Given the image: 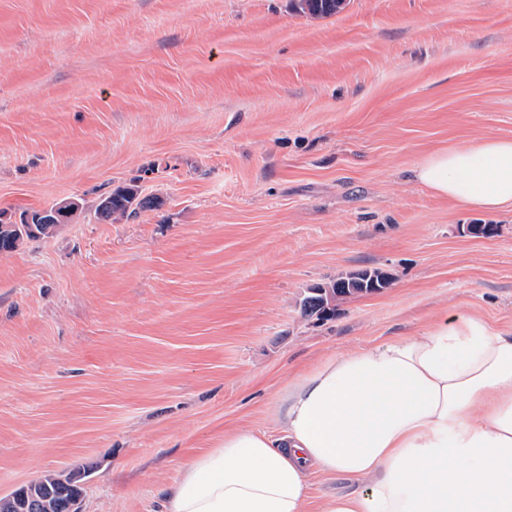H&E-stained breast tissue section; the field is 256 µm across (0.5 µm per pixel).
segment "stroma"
<instances>
[{"label": "stroma", "instance_id": "stroma-1", "mask_svg": "<svg viewBox=\"0 0 512 512\" xmlns=\"http://www.w3.org/2000/svg\"><path fill=\"white\" fill-rule=\"evenodd\" d=\"M487 136L512 138V0H0V210L81 204L0 252V497L81 471L82 512H162L322 357L512 326V208L412 176ZM132 184L147 207L101 220ZM365 268L389 286L304 315ZM293 9L315 17L331 16L343 9L345 0H293Z\"/></svg>", "mask_w": 512, "mask_h": 512}]
</instances>
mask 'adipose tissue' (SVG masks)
<instances>
[{
  "instance_id": "1",
  "label": "adipose tissue",
  "mask_w": 512,
  "mask_h": 512,
  "mask_svg": "<svg viewBox=\"0 0 512 512\" xmlns=\"http://www.w3.org/2000/svg\"><path fill=\"white\" fill-rule=\"evenodd\" d=\"M413 177L485 213L512 207V138L427 155ZM184 462L165 512H512V327L444 314L329 356L272 407ZM344 490L311 508V473Z\"/></svg>"
}]
</instances>
